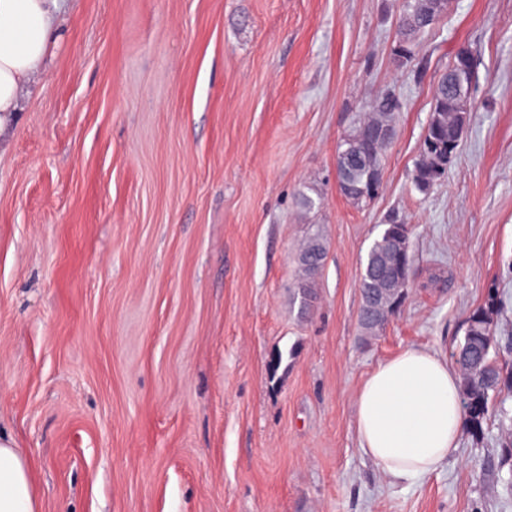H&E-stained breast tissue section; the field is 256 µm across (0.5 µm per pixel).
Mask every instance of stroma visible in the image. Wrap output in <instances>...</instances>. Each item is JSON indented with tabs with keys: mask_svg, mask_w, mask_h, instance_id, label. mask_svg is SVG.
<instances>
[{
	"mask_svg": "<svg viewBox=\"0 0 512 512\" xmlns=\"http://www.w3.org/2000/svg\"><path fill=\"white\" fill-rule=\"evenodd\" d=\"M401 10L64 0L0 122V437L30 458L41 512H512L498 415L409 484L359 449L356 395L380 362L451 359L493 287L495 337L512 338V0H451L404 68ZM464 47L471 110L423 194L434 88ZM388 90L384 189L358 207L337 146ZM392 223L409 228L408 297L367 339L361 269ZM315 233L305 319L297 254Z\"/></svg>",
	"mask_w": 512,
	"mask_h": 512,
	"instance_id": "obj_1",
	"label": "stroma"
}]
</instances>
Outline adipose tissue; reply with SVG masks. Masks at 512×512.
Returning a JSON list of instances; mask_svg holds the SVG:
<instances>
[{
    "mask_svg": "<svg viewBox=\"0 0 512 512\" xmlns=\"http://www.w3.org/2000/svg\"><path fill=\"white\" fill-rule=\"evenodd\" d=\"M62 0H0V117L15 112L56 42ZM360 450L388 478L412 482L456 456L464 432L457 368L410 347L379 364L356 397ZM0 512H39L30 467L0 440Z\"/></svg>",
    "mask_w": 512,
    "mask_h": 512,
    "instance_id": "ef3b65f1",
    "label": "adipose tissue"
}]
</instances>
